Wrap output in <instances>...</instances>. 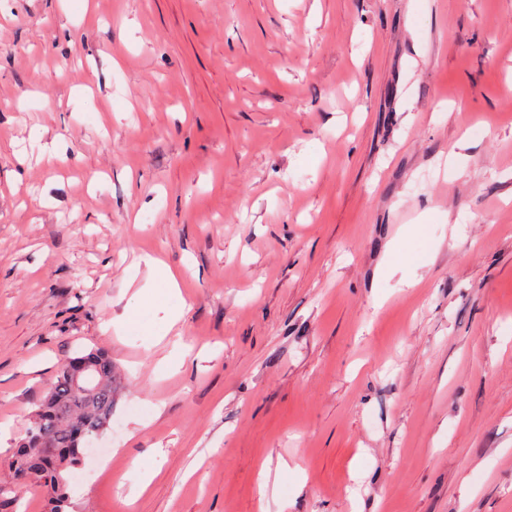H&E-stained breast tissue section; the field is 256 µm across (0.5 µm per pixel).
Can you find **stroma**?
Returning <instances> with one entry per match:
<instances>
[{"label":"stroma","mask_w":512,"mask_h":512,"mask_svg":"<svg viewBox=\"0 0 512 512\" xmlns=\"http://www.w3.org/2000/svg\"><path fill=\"white\" fill-rule=\"evenodd\" d=\"M96 347L65 512H512V0H0V482Z\"/></svg>","instance_id":"35a3bbf8"}]
</instances>
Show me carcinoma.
I'll return each instance as SVG.
<instances>
[{
    "label": "carcinoma",
    "instance_id": "obj_1",
    "mask_svg": "<svg viewBox=\"0 0 512 512\" xmlns=\"http://www.w3.org/2000/svg\"><path fill=\"white\" fill-rule=\"evenodd\" d=\"M89 365L94 386L85 393L73 389L71 364ZM115 369L107 351L94 348L61 364L50 382L31 425L11 461L28 483L46 489L59 512L67 501L66 474L79 461L82 441L98 436L112 419Z\"/></svg>",
    "mask_w": 512,
    "mask_h": 512
}]
</instances>
